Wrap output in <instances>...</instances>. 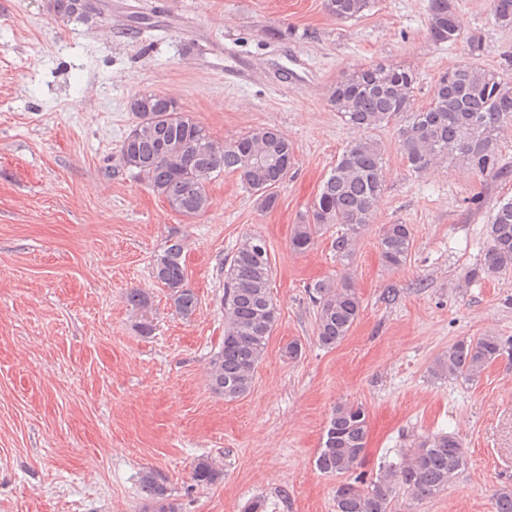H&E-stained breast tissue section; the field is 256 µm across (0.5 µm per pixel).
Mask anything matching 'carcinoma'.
I'll return each instance as SVG.
<instances>
[{
    "label": "carcinoma",
    "instance_id": "cac0c4a2",
    "mask_svg": "<svg viewBox=\"0 0 512 512\" xmlns=\"http://www.w3.org/2000/svg\"><path fill=\"white\" fill-rule=\"evenodd\" d=\"M73 0H52L54 14L85 23L96 15L71 10ZM373 0H326V8L339 20L358 18L370 10ZM495 21L512 26V0H490ZM428 35L436 45L454 44L462 37L454 0H429ZM414 73L384 64L355 68L343 73L328 92V102L349 124L373 131L397 122V141L408 171L420 174L438 161L453 160L476 174L500 172L497 141L512 126V87L499 81L477 58L440 73L427 106L414 107ZM153 121L136 124L122 141L124 167L142 177L153 192L185 217L204 213L209 206L207 185L224 172L237 176L241 186L260 208L271 210L278 201L276 188L287 178L295 161L293 145L272 127H257L229 142H219L176 101L157 94ZM183 141L193 150L207 147L200 158L197 177L164 153L171 141ZM386 174L380 142L368 136L350 144L322 180L310 207L299 218L290 238L297 253L310 251L317 234L341 226L331 247L343 260L354 253L357 235L373 223L375 208L384 194ZM487 247L483 260L468 281L498 278L512 272V199L499 203L486 225ZM381 258L390 269L406 264L413 247L409 224H385L377 241ZM186 239L170 235L154 256L152 277L166 288L174 311L192 316L198 297L187 283L184 261ZM273 265L266 240L254 234L242 236L224 261V342L210 360L208 386L226 401L248 394L258 365L277 325L279 309L270 293ZM316 308L317 342L333 348L350 332L360 316L362 300L349 278L322 280L308 287ZM137 312L136 327L143 336L154 330L149 291L133 288L126 294ZM500 337L485 334L462 339L448 347L430 368L436 379L473 380L502 355ZM368 411L361 403L334 408L315 465L328 476L340 478L336 486L335 512H393L400 492L424 501L436 496L467 465L462 442L447 433L419 440L402 459L388 465L367 482L352 472L366 448ZM223 475L213 460L203 455L195 462L192 479L200 486L218 482ZM152 512H179L161 476L146 470L140 476ZM493 512H512V486L492 497Z\"/></svg>",
    "mask_w": 512,
    "mask_h": 512
}]
</instances>
